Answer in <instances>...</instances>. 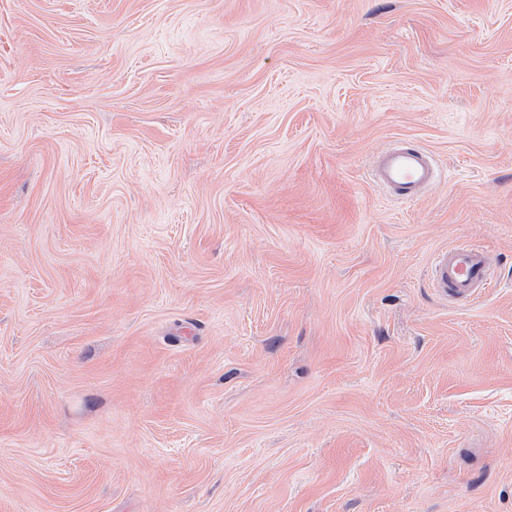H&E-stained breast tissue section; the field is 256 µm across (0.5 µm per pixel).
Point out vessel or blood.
Listing matches in <instances>:
<instances>
[{
	"label": "vessel or blood",
	"instance_id": "vessel-or-blood-1",
	"mask_svg": "<svg viewBox=\"0 0 512 512\" xmlns=\"http://www.w3.org/2000/svg\"><path fill=\"white\" fill-rule=\"evenodd\" d=\"M374 176L392 196L413 201L436 181L437 169L424 150L399 145L378 157ZM430 272L439 293L458 303L474 302L493 283L487 251L473 244L438 249L431 257Z\"/></svg>",
	"mask_w": 512,
	"mask_h": 512
}]
</instances>
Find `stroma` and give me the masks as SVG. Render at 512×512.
I'll use <instances>...</instances> for the list:
<instances>
[{
    "mask_svg": "<svg viewBox=\"0 0 512 512\" xmlns=\"http://www.w3.org/2000/svg\"><path fill=\"white\" fill-rule=\"evenodd\" d=\"M0 512H512V0H0ZM374 176L392 196L414 201L436 181L437 169L424 150L400 144L378 157ZM431 278L439 293L452 302L472 303L492 287L487 251L473 244H452L435 251Z\"/></svg>",
    "mask_w": 512,
    "mask_h": 512,
    "instance_id": "obj_1",
    "label": "stroma"
}]
</instances>
